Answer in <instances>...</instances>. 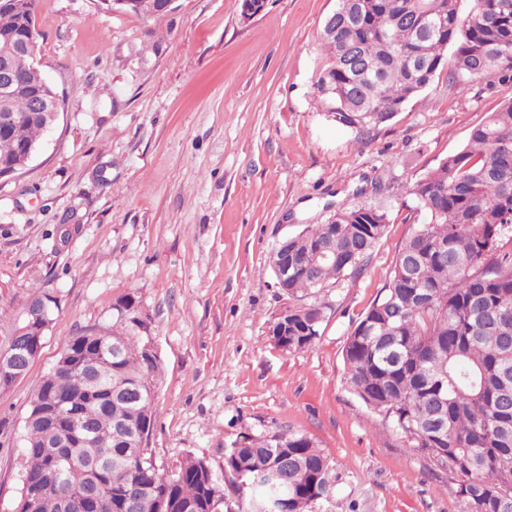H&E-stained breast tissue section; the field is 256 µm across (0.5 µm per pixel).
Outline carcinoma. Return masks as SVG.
I'll return each mask as SVG.
<instances>
[{
    "mask_svg": "<svg viewBox=\"0 0 512 512\" xmlns=\"http://www.w3.org/2000/svg\"><path fill=\"white\" fill-rule=\"evenodd\" d=\"M338 0L336 29L323 25L325 63L318 96L342 127L367 130L390 121L445 66L456 46L448 85L494 74L512 84V0ZM356 12L348 37L343 17ZM31 23L22 10L0 9V46ZM14 64L44 77L20 51ZM24 95L9 103L22 119L0 133V163L19 162L23 143H39L51 120H27ZM423 222L398 252L390 278L358 321L343 351L345 384L403 435L409 447L463 477V512H512V100L470 131L463 148L413 185ZM386 214L371 207L338 208L324 224L288 237L298 267L288 279V351L320 336L323 308L304 299L361 272L382 236ZM336 260L314 259L321 244ZM423 288L419 300L414 290ZM120 324L68 338L43 377L24 421L20 488L14 512L34 499L36 512H67L64 498L99 488L89 512H224V487L206 462L187 457L171 472L149 453L159 357L146 364L145 341L130 301ZM139 389V400L124 394ZM80 399L79 409L52 424L48 397ZM288 453V512H314V497L333 491L335 468L311 437L290 431L247 435L226 452L229 474L272 464Z\"/></svg>",
    "mask_w": 512,
    "mask_h": 512,
    "instance_id": "1",
    "label": "carcinoma"
}]
</instances>
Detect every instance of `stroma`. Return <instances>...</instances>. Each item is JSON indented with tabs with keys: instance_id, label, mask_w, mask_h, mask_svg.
Here are the masks:
<instances>
[{
	"instance_id": "35a3bbf8",
	"label": "stroma",
	"mask_w": 512,
	"mask_h": 512,
	"mask_svg": "<svg viewBox=\"0 0 512 512\" xmlns=\"http://www.w3.org/2000/svg\"><path fill=\"white\" fill-rule=\"evenodd\" d=\"M175 0L160 17L99 0H36L34 59L64 99L28 166L0 179V350L33 293L58 308L28 374L0 393V512L20 487L24 417L65 340L132 301L162 370L149 448L171 470L205 460L240 499L224 454L244 435L299 431L336 469L316 512H461L459 479L408 448L347 388L343 350L419 217L414 183L461 149L512 84L445 73L387 123L343 128L316 96L320 31L337 0ZM374 207L386 231L360 275L313 297L321 335L272 343L291 300L277 244L336 208Z\"/></svg>"
}]
</instances>
